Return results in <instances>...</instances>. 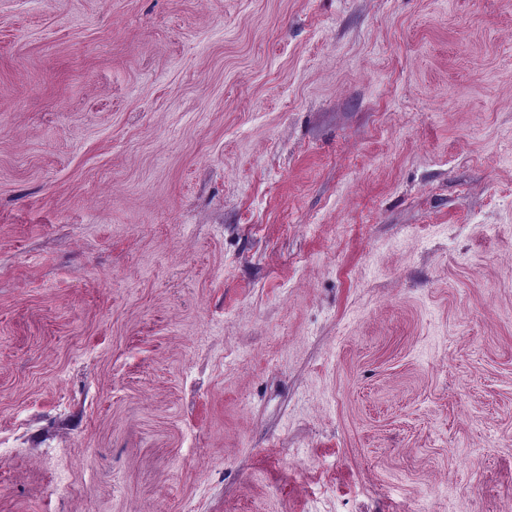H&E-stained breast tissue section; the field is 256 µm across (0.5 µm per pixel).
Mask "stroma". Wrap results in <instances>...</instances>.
<instances>
[{"label": "stroma", "instance_id": "1", "mask_svg": "<svg viewBox=\"0 0 512 512\" xmlns=\"http://www.w3.org/2000/svg\"><path fill=\"white\" fill-rule=\"evenodd\" d=\"M0 512H512V0H0Z\"/></svg>", "mask_w": 512, "mask_h": 512}]
</instances>
